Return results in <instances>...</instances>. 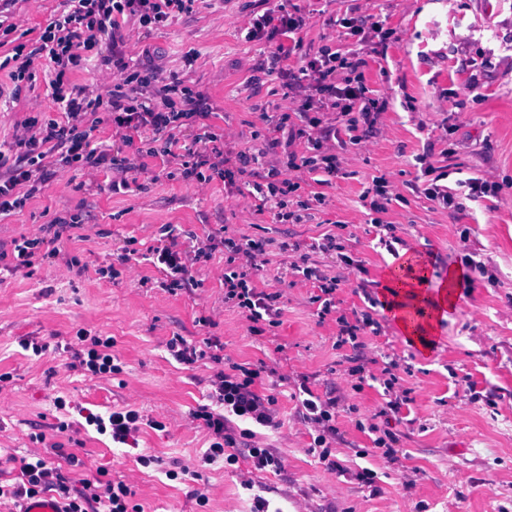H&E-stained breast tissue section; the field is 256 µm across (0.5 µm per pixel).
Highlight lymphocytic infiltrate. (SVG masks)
<instances>
[{
    "mask_svg": "<svg viewBox=\"0 0 512 512\" xmlns=\"http://www.w3.org/2000/svg\"><path fill=\"white\" fill-rule=\"evenodd\" d=\"M210 0H62L58 15L41 29L35 44H26L27 30L12 21L0 19V46L11 53L0 60V71H7L12 84L8 97L0 98V112H9L23 92L33 91L37 80H44L45 102L30 108L13 126L10 140L0 141V216L26 206L28 200L63 175L71 178L99 170L109 172L112 193L128 189L145 172V158H158L159 177L182 180L203 187L221 180L233 187L237 177H249L253 191L243 215L272 209L280 224H305L313 220L315 208L328 205L325 193L307 200H294L301 173L321 172L332 176L340 168L336 151L338 127H345L349 142L365 147L381 133L382 110L375 99L366 97L359 68L358 53L340 54L322 46L297 73L289 74L285 95L287 104L270 128L255 131L257 148L235 150L234 135L211 125L212 107L205 93L182 80L168 79L150 60V50L135 51L129 45L131 29L153 30L174 16L190 15L207 6ZM306 19L297 12L272 10L253 19L246 37L269 44L258 67L263 71L283 70L284 64L302 45L301 33ZM112 75L109 88L81 84L74 76L89 64ZM329 112L333 121L323 122ZM111 130L109 140H101V126ZM194 131L191 142L181 143L185 131ZM307 139L309 153H282L283 137ZM186 233L173 224L161 225L157 245L146 253L123 247L115 263L105 270L117 279L133 263L146 260L162 274L160 287L169 293L193 294L199 288L197 266L206 264L215 253L224 255V302L238 310L251 332L260 325L280 326L284 305L279 292L256 288L254 277L264 268L262 257L267 242L247 235L233 236L227 226L212 230L195 245L185 242ZM282 252H294V274L315 279L319 318L334 316L337 325L336 347H350V367L345 379H329L322 393H314L307 382H300L302 395L298 418L310 433L308 451L332 474L347 471L337 458L336 421L348 393L361 392L368 381L382 388L386 408L399 411L410 403V391L396 371L401 359L388 355L380 373L368 369V329L378 322L369 313L348 318L338 313L336 292L349 282L356 265L343 258L342 267L333 276L316 275L309 267L308 254L298 242L283 236ZM81 347L74 358L81 368L94 376L122 373L123 365L113 354L112 338H101L78 330ZM288 377L277 368L241 364L217 370L210 378L211 406L192 412L209 438L201 460L219 464L224 470L237 471L250 464L259 472L285 475L286 469L273 446L266 442L264 430H279L276 387L287 384ZM87 425L98 433L111 434L113 442L129 443L141 423L160 430L158 420H144L139 410L124 407L108 416L88 414ZM78 465L75 455H66L64 463L48 459L45 452L29 453L20 460L15 483L0 484V499L28 501L52 493L62 499V512H141L133 503V491L123 480L97 476L79 479L70 486L62 464Z\"/></svg>",
    "mask_w": 512,
    "mask_h": 512,
    "instance_id": "1",
    "label": "lymphocytic infiltrate"
}]
</instances>
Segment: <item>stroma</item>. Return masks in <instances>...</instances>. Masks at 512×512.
I'll return each instance as SVG.
<instances>
[{
	"instance_id": "1",
	"label": "stroma",
	"mask_w": 512,
	"mask_h": 512,
	"mask_svg": "<svg viewBox=\"0 0 512 512\" xmlns=\"http://www.w3.org/2000/svg\"><path fill=\"white\" fill-rule=\"evenodd\" d=\"M282 5L305 15L304 48L360 51L366 94L385 103L384 134L362 149L345 145L340 170L325 190L329 205L310 223L290 227L294 240L324 244V251L311 256L318 273L335 274L341 254L361 265L337 290L338 310L389 302L387 268L394 258L379 241L383 223L401 239L399 253L429 260L433 288L442 287L449 269L463 271L455 285L461 306L435 327L437 353L412 352L385 311L379 335L370 340L371 349L406 357L412 369L406 384L414 389L413 403L388 415L396 461L356 458L355 447H370L371 441L346 410L336 422L341 437L336 455L347 474H329L309 454L311 438L297 418L293 382L303 375L321 382L328 369L344 363L345 353L334 346L333 318L316 315L312 281L288 272L290 258L276 245L281 227L271 211L243 223L238 193L219 180L200 191L183 181L152 183L143 175L139 187L113 194L103 190L106 175L98 172L87 178L91 190L53 184L23 210L0 219V249L7 251L12 240L54 217L89 210L95 215L91 229L75 230L69 239L50 236L43 245L48 254L77 256L83 272L67 273L47 260L30 277L0 274V375L9 377L0 388V482L14 483L18 460L37 429L46 445H62L80 459V466L63 465L64 474L77 478L105 468L109 477L132 486L143 512H189L188 494L195 489L207 493L211 512H249L250 496L239 475L198 464L207 437L187 426L186 418L207 404V379L217 365L214 357L191 365L176 362L165 343L178 333L236 363L284 360L289 383L277 390L284 427L269 441L288 477L255 476L283 512H292L299 500L311 512H409L419 501L428 512H512V0H283ZM267 7L266 0H215L213 7L142 36L144 45L156 49L158 65L205 92L216 112L213 124L231 128L239 150L253 147L262 115L276 114L285 91L281 74L253 71L266 45L245 37L252 19ZM347 18L365 29L379 25L385 40L373 43L352 34L343 26ZM190 53L191 63L185 60ZM433 172L442 174L454 206L444 209L425 197ZM381 176L401 198L378 213L364 207L361 196ZM470 178L494 182L499 190L468 200L460 183ZM163 224L200 237L209 225L224 224L231 232L269 239L267 264L255 284L285 295L277 332L250 334L238 311L223 304L220 253L199 268L202 286L192 295L142 287L140 277L160 278L147 262L132 278L100 276L127 240L146 249ZM467 254L481 262L482 271L464 266ZM202 316L212 317V324H199ZM81 328L113 339L123 373L96 378L72 367ZM27 338L44 344L45 352L24 350ZM464 373L470 376L466 386L457 382ZM58 396L70 401L69 409L55 408ZM128 402L166 422V430L142 427L131 448L87 426L85 413L105 415ZM63 420L69 424L65 432L57 429ZM142 453L182 462L196 474L182 483L168 480L138 465ZM362 465L377 471L383 466L387 473L369 487L354 476ZM411 468L420 469L421 478L408 490L401 475Z\"/></svg>"
}]
</instances>
